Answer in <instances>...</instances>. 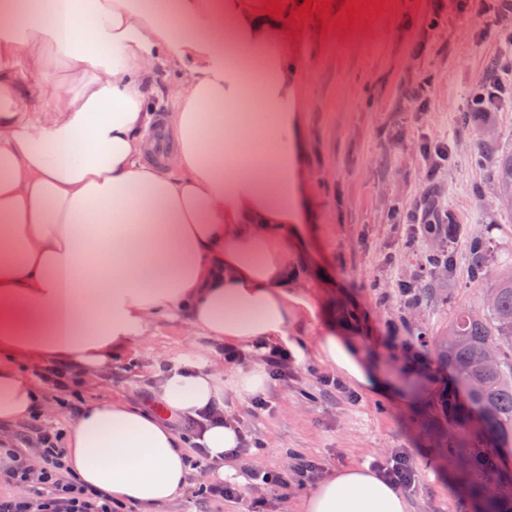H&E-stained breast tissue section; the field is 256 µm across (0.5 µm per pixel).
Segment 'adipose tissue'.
<instances>
[{"label":"adipose tissue","mask_w":512,"mask_h":512,"mask_svg":"<svg viewBox=\"0 0 512 512\" xmlns=\"http://www.w3.org/2000/svg\"><path fill=\"white\" fill-rule=\"evenodd\" d=\"M285 32L244 0H0V427L53 412L19 365L101 377L158 322L185 319L206 343L155 359L169 418L99 403L67 431L76 479L147 512L185 493L190 446L213 477L235 474L232 408L268 390L259 346L289 347L291 321L316 313L288 272L308 228ZM162 70L176 75L163 90L172 146L153 165L148 94ZM221 345L248 362L224 364ZM316 351L353 384L395 392L356 339L327 330ZM175 416L201 426L180 434ZM300 508L409 512L366 466L335 470Z\"/></svg>","instance_id":"ef3b65f1"}]
</instances>
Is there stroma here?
<instances>
[{
  "label": "stroma",
  "instance_id": "35a3bbf8",
  "mask_svg": "<svg viewBox=\"0 0 512 512\" xmlns=\"http://www.w3.org/2000/svg\"><path fill=\"white\" fill-rule=\"evenodd\" d=\"M455 3L444 0L437 14L430 0H385L380 13H366L354 28L325 30L311 21L289 36L285 49L295 67L305 143L300 181L314 226L306 285L316 316L291 324L289 334L303 355L289 360L285 377L270 379L266 409H254L249 400L234 407L251 442L245 462L288 474V485H258L239 500L201 499L194 490L211 477L200 466L190 489L163 512H298L315 485L291 476L295 451L315 459L324 476L401 452L416 475L404 492L410 512H478L457 460L434 446L435 406L391 400L347 381L330 388L340 373L314 350L325 319L343 321L383 375L409 392L425 388L440 397L452 386L449 373L412 346L418 335L442 329L457 309L478 306L482 290L467 278L472 234L484 230L495 242L512 245V211L492 206L491 167L473 159L482 131L512 143V98L480 115L464 111L474 84L512 68L500 57L497 36L500 26L512 29V15L499 21L480 13V0H469L462 12ZM422 81L428 87L420 101L411 91ZM426 138L447 142L451 153L447 167L433 176L420 150ZM431 192L460 227L456 276L441 296L419 302L400 286L426 277V241L410 219ZM187 334L183 321L159 322L148 343L113 357L107 377L84 378L87 403L145 406L153 352L182 358L189 352Z\"/></svg>",
  "mask_w": 512,
  "mask_h": 512
}]
</instances>
